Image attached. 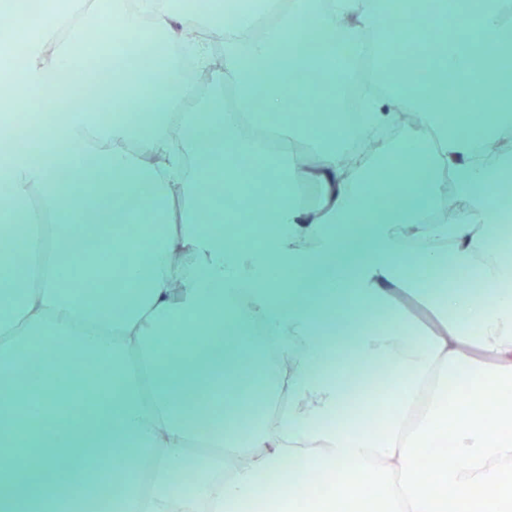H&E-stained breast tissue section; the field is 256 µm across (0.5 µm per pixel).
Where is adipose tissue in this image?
Returning <instances> with one entry per match:
<instances>
[{"label":"adipose tissue","instance_id":"obj_1","mask_svg":"<svg viewBox=\"0 0 512 512\" xmlns=\"http://www.w3.org/2000/svg\"><path fill=\"white\" fill-rule=\"evenodd\" d=\"M398 10L428 13L429 27L390 31L388 0L242 7L203 99L174 73L160 84H130L78 67L99 0H83L64 26L42 28L21 79L0 85V100L66 88L74 97L109 96L112 109L68 111L33 146L0 160V180L12 186L0 222L33 207L47 219L30 252L0 253V389L20 392L0 406V459L13 468L12 482L0 485V512H87L71 475L101 455L122 463L95 473L113 487V512H237L255 496L280 512L260 475L288 463L354 475L362 469L356 450L390 446L348 413L358 365L396 374L383 419L395 427L442 400L450 380L475 379L481 363L512 364V263L475 226L499 218L491 188L503 166L479 153L477 139L512 133V70L501 65L512 51V0H398ZM144 16L150 32L179 44L200 13L196 0L177 12L159 0L135 9L113 0V25L134 32ZM311 31L324 35L315 55L299 49ZM435 41L434 57L427 48ZM411 42L422 46L416 66L432 74L421 89L393 63ZM339 47L345 56L337 60ZM317 75L331 93L313 126L287 100L312 97ZM461 88L493 105L479 114L478 131L448 124ZM136 99L147 101L146 113L134 110ZM408 110L420 114V149L381 143L388 161L378 166L341 157L347 140L380 133ZM302 133L310 142L303 166L288 152ZM74 148L95 167L75 168ZM65 176L78 205L60 198ZM447 177L471 214L452 227L439 218ZM228 196L257 207L241 214L225 207ZM243 223L264 225L260 246L225 238V225ZM115 224L162 230L118 239L107 233ZM414 264L476 278L484 297L412 280ZM141 279L148 286L139 291ZM415 295L435 328L410 336L377 322L381 313L404 320L401 302ZM194 325L199 339L171 354L173 337ZM55 334L94 359L93 388L55 387L67 357L26 350L29 338ZM232 334L259 337L270 384L263 394L246 392L228 424L189 395L237 390ZM34 366L38 376L19 386ZM201 409L210 414L206 437L193 425ZM242 457L247 466H236ZM181 469L198 471L201 483L178 498L170 484Z\"/></svg>","mask_w":512,"mask_h":512}]
</instances>
